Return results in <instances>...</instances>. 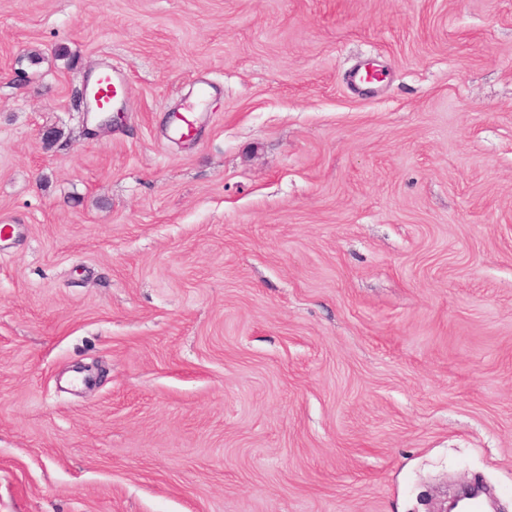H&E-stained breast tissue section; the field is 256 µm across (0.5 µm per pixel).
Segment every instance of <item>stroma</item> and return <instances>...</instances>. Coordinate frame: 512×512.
Returning <instances> with one entry per match:
<instances>
[{"mask_svg":"<svg viewBox=\"0 0 512 512\" xmlns=\"http://www.w3.org/2000/svg\"><path fill=\"white\" fill-rule=\"evenodd\" d=\"M0 224V512H512V0H0ZM91 96L100 109L117 107L123 100L124 80L115 70H103L92 82ZM197 110L187 112H175L171 116V131L179 139H189L194 135L198 122Z\"/></svg>","mask_w":512,"mask_h":512,"instance_id":"35a3bbf8","label":"stroma"}]
</instances>
